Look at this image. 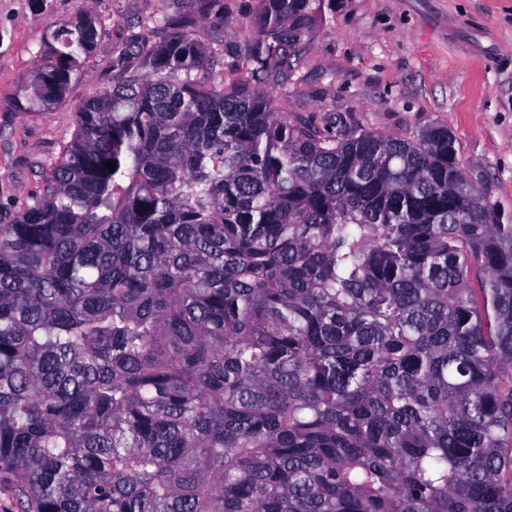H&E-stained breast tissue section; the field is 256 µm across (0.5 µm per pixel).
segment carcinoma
Here are the masks:
<instances>
[{"instance_id":"carcinoma-1","label":"carcinoma","mask_w":512,"mask_h":512,"mask_svg":"<svg viewBox=\"0 0 512 512\" xmlns=\"http://www.w3.org/2000/svg\"><path fill=\"white\" fill-rule=\"evenodd\" d=\"M182 3L0 224L19 512H512V216L443 124L280 111L322 0H259L220 85L224 0ZM106 26L49 32L16 106L56 105Z\"/></svg>"}]
</instances>
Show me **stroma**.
Here are the masks:
<instances>
[{
    "label": "stroma",
    "instance_id": "stroma-1",
    "mask_svg": "<svg viewBox=\"0 0 512 512\" xmlns=\"http://www.w3.org/2000/svg\"><path fill=\"white\" fill-rule=\"evenodd\" d=\"M228 22L209 20L212 81L244 45L258 0H226ZM180 0H0V224L43 187V175L74 130L93 92L130 66L122 43L158 10ZM108 30L83 63L66 98L45 112L13 102L49 51V29L81 11ZM326 20L303 47L298 69L278 91L284 111L333 112L374 132L411 138L427 124L448 126L466 172L512 215V0H327Z\"/></svg>",
    "mask_w": 512,
    "mask_h": 512
}]
</instances>
